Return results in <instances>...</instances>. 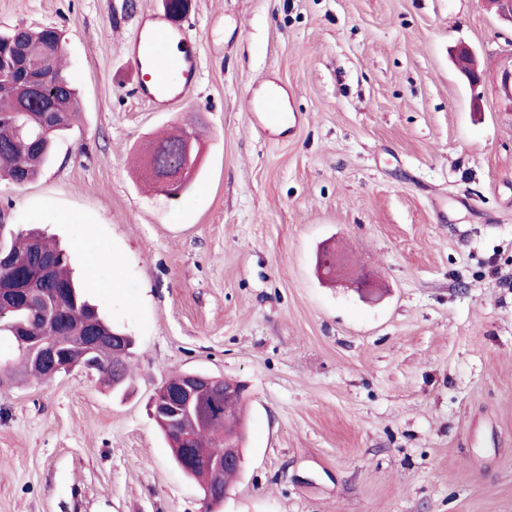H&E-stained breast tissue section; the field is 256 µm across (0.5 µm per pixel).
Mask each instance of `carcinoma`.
Wrapping results in <instances>:
<instances>
[{
  "label": "carcinoma",
  "mask_w": 512,
  "mask_h": 512,
  "mask_svg": "<svg viewBox=\"0 0 512 512\" xmlns=\"http://www.w3.org/2000/svg\"><path fill=\"white\" fill-rule=\"evenodd\" d=\"M21 47L29 48V55L22 59L29 67L41 64L38 55L40 48H52L53 77L66 86V92L57 101V106L64 111V123L56 127L47 124L43 113L24 105L11 90H0V177L4 176L14 183L19 178L29 182L37 176L49 161L58 136L72 128L79 111L77 93L70 85L63 68L64 48L61 35L51 28H44L37 31L16 29L8 35L0 36L1 59H15ZM0 252L13 259L12 267L0 268L1 282L12 276L23 277L27 272L40 268L42 258L49 259L47 276L52 285L50 301L55 307V315H42L45 307L41 298L42 279L35 277L27 280L25 284L32 288L31 300L0 316V334L13 337L20 331H27L45 336L61 352L67 354L71 361L79 359L83 353L81 340L86 336V317L95 318L98 335L110 338L116 334V330L85 300L79 287L69 276L64 250L49 238L36 232L20 234L8 242H1ZM131 354L132 351L129 350L116 360L120 370L118 375L113 372L109 362L100 364L93 371L112 385L113 390L122 391L131 378ZM19 368L24 376L37 382L44 381L42 368L31 363L25 353L20 354ZM244 428L243 407L240 406L236 412L225 418L214 416L207 423L188 429L183 445L186 448H207L210 454L219 455L224 445V435L234 429Z\"/></svg>",
  "instance_id": "1"
}]
</instances>
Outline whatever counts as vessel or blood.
<instances>
[{
    "instance_id": "vessel-or-blood-1",
    "label": "vessel or blood",
    "mask_w": 512,
    "mask_h": 512,
    "mask_svg": "<svg viewBox=\"0 0 512 512\" xmlns=\"http://www.w3.org/2000/svg\"><path fill=\"white\" fill-rule=\"evenodd\" d=\"M178 54H171V47ZM139 71L137 93L156 109L183 101L194 88L198 76L197 53L181 22L160 13L143 16L137 34L125 45ZM281 104L277 98L251 100L249 117L260 125L275 120Z\"/></svg>"
}]
</instances>
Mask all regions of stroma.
<instances>
[{"mask_svg":"<svg viewBox=\"0 0 512 512\" xmlns=\"http://www.w3.org/2000/svg\"><path fill=\"white\" fill-rule=\"evenodd\" d=\"M163 8L0 0V33L62 34L80 102L35 180L0 181V235L56 237L135 340L125 395L80 370L0 386V512H204L150 412L174 370L245 389L217 512H512V27L483 0H191L198 82L158 112L123 48ZM271 77L295 128L249 119ZM175 126L201 154L171 199L133 160ZM329 243L371 300L320 278ZM453 54L458 69L466 78L471 90L474 92L473 100L474 104L477 106L480 101V94L477 93V90L483 84L484 74L478 69L476 63H470V61L474 59V54L470 46L466 43L460 42L457 44L453 49Z\"/></svg>","mask_w":512,"mask_h":512,"instance_id":"1","label":"stroma"}]
</instances>
